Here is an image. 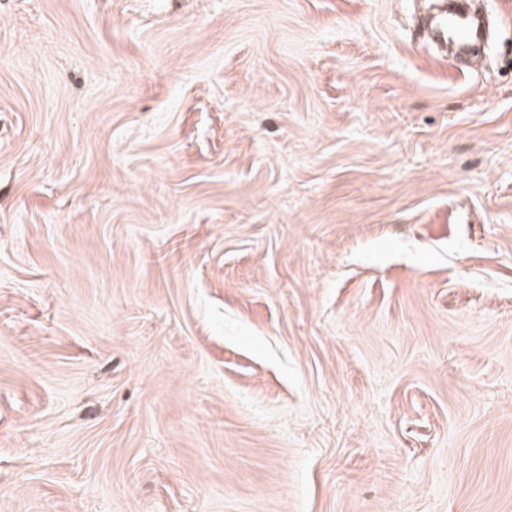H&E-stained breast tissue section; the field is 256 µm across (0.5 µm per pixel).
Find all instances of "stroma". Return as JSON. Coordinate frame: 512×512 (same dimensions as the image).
<instances>
[{"mask_svg": "<svg viewBox=\"0 0 512 512\" xmlns=\"http://www.w3.org/2000/svg\"><path fill=\"white\" fill-rule=\"evenodd\" d=\"M0 0V512H512V0ZM433 35L439 43L453 39L464 52L482 42V30L474 26L461 10L442 13L433 22Z\"/></svg>", "mask_w": 512, "mask_h": 512, "instance_id": "obj_1", "label": "stroma"}]
</instances>
